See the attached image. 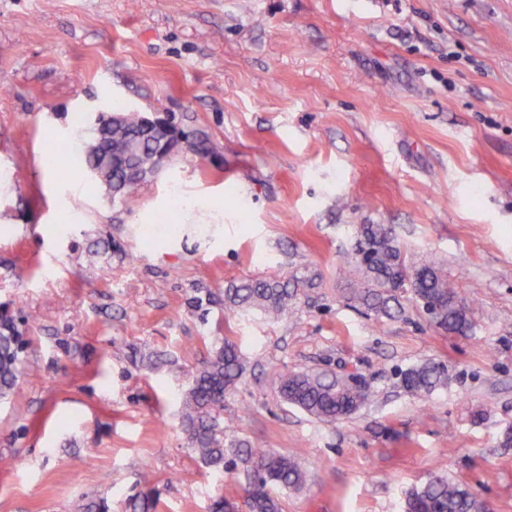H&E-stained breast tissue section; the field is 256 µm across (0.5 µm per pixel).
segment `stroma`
<instances>
[{"instance_id": "1", "label": "stroma", "mask_w": 512, "mask_h": 512, "mask_svg": "<svg viewBox=\"0 0 512 512\" xmlns=\"http://www.w3.org/2000/svg\"><path fill=\"white\" fill-rule=\"evenodd\" d=\"M110 101L173 114L212 159L178 156L112 202L75 161L73 122ZM51 151L73 158L66 176ZM174 185L215 209H179ZM362 224L439 258L473 331L347 300ZM298 269L317 285L291 319L189 305ZM1 312L39 369L0 400V512H129L146 494L152 512H246V473L207 468L181 425L217 336L245 361L227 433L308 475L282 512H403L438 472L512 512V0H0ZM427 360L448 385L411 395L398 372ZM300 370L375 397L319 421L278 393Z\"/></svg>"}]
</instances>
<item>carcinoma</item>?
Masks as SVG:
<instances>
[{"label": "carcinoma", "instance_id": "carcinoma-1", "mask_svg": "<svg viewBox=\"0 0 512 512\" xmlns=\"http://www.w3.org/2000/svg\"><path fill=\"white\" fill-rule=\"evenodd\" d=\"M80 125L89 126L91 139L84 143L79 161L95 172L96 182L108 189L115 203H129L141 185L172 158L190 154L205 160L212 152L204 135L191 136L174 123L163 132L144 114L120 103L100 113L96 123L82 120ZM357 236L354 254L347 261L354 275L351 301L377 317L395 318L404 313L400 298L407 295L434 327L460 334L472 330L471 314L459 308L457 289L439 262L430 258L408 263L397 237L383 224H363ZM301 287H311L304 275L251 278L225 289L224 310H258L273 319L283 318L296 310ZM31 368L24 360L17 326L1 320L0 400L8 398L20 376ZM244 370L237 344L227 337L216 339L211 356L182 395L184 431L189 447L205 466L224 470L230 448L247 464L251 474L247 512H281L273 488L297 490L306 483L307 473L298 462L274 451L246 448L240 441L224 444V395L237 388ZM401 379L409 383V393L430 396L448 384V370L424 361L403 371ZM277 387L284 402L326 422L356 413L371 397L366 388L310 371L280 374ZM406 512H480V505L466 486L435 474L410 492Z\"/></svg>", "mask_w": 512, "mask_h": 512}]
</instances>
